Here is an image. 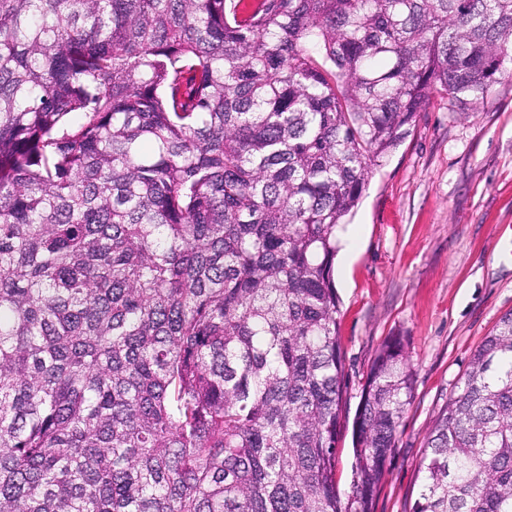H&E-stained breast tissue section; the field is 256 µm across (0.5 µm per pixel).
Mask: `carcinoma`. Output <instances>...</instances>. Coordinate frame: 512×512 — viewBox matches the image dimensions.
<instances>
[{
    "instance_id": "carcinoma-1",
    "label": "carcinoma",
    "mask_w": 512,
    "mask_h": 512,
    "mask_svg": "<svg viewBox=\"0 0 512 512\" xmlns=\"http://www.w3.org/2000/svg\"><path fill=\"white\" fill-rule=\"evenodd\" d=\"M0 0V512H372L413 399L386 340L336 488L337 233L512 0ZM410 512H512V313Z\"/></svg>"
}]
</instances>
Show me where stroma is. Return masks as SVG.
I'll use <instances>...</instances> for the list:
<instances>
[{
  "label": "stroma",
  "instance_id": "obj_1",
  "mask_svg": "<svg viewBox=\"0 0 512 512\" xmlns=\"http://www.w3.org/2000/svg\"><path fill=\"white\" fill-rule=\"evenodd\" d=\"M512 62L476 104L434 96L405 140L376 167L348 217L358 236L337 254L344 367L336 457L341 495L352 487V431L382 343L402 337L416 370L373 512H410L438 411L458 390L476 346L512 312Z\"/></svg>",
  "mask_w": 512,
  "mask_h": 512
}]
</instances>
